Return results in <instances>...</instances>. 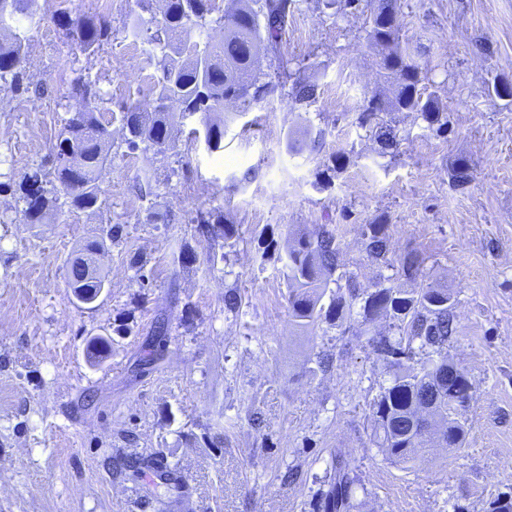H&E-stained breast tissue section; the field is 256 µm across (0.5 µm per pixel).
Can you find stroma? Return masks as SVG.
I'll return each instance as SVG.
<instances>
[{
	"instance_id": "35a3bbf8",
	"label": "stroma",
	"mask_w": 512,
	"mask_h": 512,
	"mask_svg": "<svg viewBox=\"0 0 512 512\" xmlns=\"http://www.w3.org/2000/svg\"><path fill=\"white\" fill-rule=\"evenodd\" d=\"M375 6L291 0L279 51L261 52L260 68L273 72L288 56L316 84L314 102L278 90L245 112L225 106L217 151L194 137L197 114L165 149L132 151L112 115L131 102L152 108L159 73L123 28L154 6L48 0L52 11L105 13L112 40L88 56L63 44L51 20L31 30L24 80L51 92L0 90V177L50 168L77 71L100 91L112 153L97 213L27 224L0 193V512H173L165 486L113 473L119 450L166 460L194 512H321L339 450L360 479L350 512H485L512 491V98L492 88L512 83V0H402L400 44L439 95L448 132L413 112L388 114L392 156L358 123L387 90L367 37ZM305 130L318 135L315 150L292 152ZM338 153L347 163L322 185L318 173ZM461 159L471 174L462 187L451 176ZM209 214L238 226L236 249L200 232ZM377 218L391 258L419 253L423 282L453 292L448 357L474 385L462 447L408 468L372 442L369 404L387 376L366 336L345 321L297 328L279 260L289 227L334 224L344 263L370 287L380 268L359 227ZM96 238L106 241L110 286L90 309L73 302L64 269ZM231 289L243 298L236 313L224 308ZM160 319L168 355L132 376ZM98 337L108 348L95 361Z\"/></svg>"
}]
</instances>
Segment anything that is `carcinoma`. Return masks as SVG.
Returning <instances> with one entry per match:
<instances>
[{
	"instance_id": "carcinoma-1",
	"label": "carcinoma",
	"mask_w": 512,
	"mask_h": 512,
	"mask_svg": "<svg viewBox=\"0 0 512 512\" xmlns=\"http://www.w3.org/2000/svg\"><path fill=\"white\" fill-rule=\"evenodd\" d=\"M158 2L161 20L137 16L124 32L151 45L149 64L160 71L152 86L154 101L176 102L183 116L202 113L208 149H220L224 122H213L210 116L223 113L228 100L246 110L279 87L289 89L299 104L315 99V84L297 75L287 57L278 58L273 80L254 66L253 54L263 48L277 51L289 0H228L216 18V0ZM400 7V0H378L371 14L374 26L368 31V40L384 49L380 68L392 79V96L373 97L359 124L369 128L382 155L394 153L398 146L394 129L381 118L383 112H416L436 133L448 131V113L435 95L422 91V70L399 44ZM43 16L39 0H0V30L7 32L0 39V88H22L29 32ZM52 21L65 42L89 56L112 40L110 22L97 15L74 17L57 11ZM215 24L224 28V39L216 42L208 34ZM63 99L69 118L54 154L68 162L26 173L7 186L23 204L21 214L28 224L44 223L49 212L63 205L92 212L102 205L112 132L98 116L99 89L88 76L78 73L70 79ZM120 122L129 148L142 143L160 151L168 142L176 115L130 103L121 109ZM198 224L202 232L223 238L227 247L240 240L234 224L216 226L203 218ZM387 230L388 225L380 220L361 225L368 257L392 271L380 275L369 288L358 287L355 272L341 263L337 227L330 224L321 225L314 236L289 232L285 254L279 260L289 284L288 315L299 328L313 329L322 322H342L353 315L360 319L363 333L389 375L388 385L370 404L373 441L386 460L406 466L431 448L462 445L467 434L462 412L473 398V383L467 371L443 355L448 340L457 333L453 294L419 281L423 263L419 254L407 253L397 261L389 258ZM102 249L104 241H88L70 261L75 269L67 287L80 303H90L106 280L99 268L92 267ZM395 280L405 281L408 287H394ZM331 283L336 293L324 305L322 299ZM383 319L397 330L396 336L370 333L369 326ZM357 483L343 453L336 452L333 475L322 496V512H349Z\"/></svg>"
}]
</instances>
